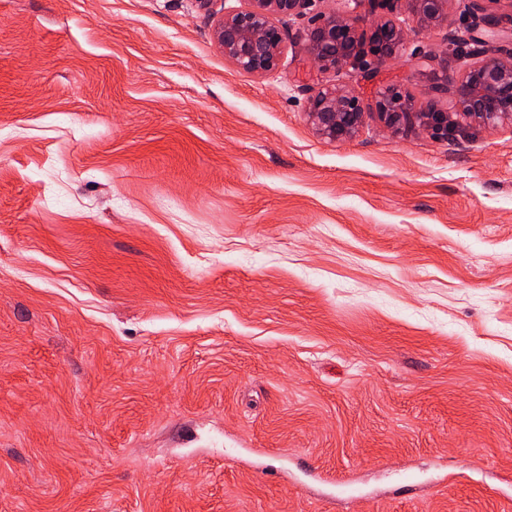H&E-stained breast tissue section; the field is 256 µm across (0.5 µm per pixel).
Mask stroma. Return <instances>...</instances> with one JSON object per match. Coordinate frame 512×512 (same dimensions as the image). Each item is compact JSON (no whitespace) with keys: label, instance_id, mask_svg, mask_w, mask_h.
Instances as JSON below:
<instances>
[{"label":"stroma","instance_id":"obj_1","mask_svg":"<svg viewBox=\"0 0 512 512\" xmlns=\"http://www.w3.org/2000/svg\"><path fill=\"white\" fill-rule=\"evenodd\" d=\"M246 0H0V512H512V125L431 90L506 0H311L233 68ZM402 54L323 72L329 12ZM333 82L447 133L319 137ZM247 1L246 9L216 22L213 38L233 67L259 76L277 67L283 49V34L272 17L300 13L310 0ZM406 8L420 21L424 30L448 23L452 0H404ZM406 43V33L390 18H379L369 25L370 51L377 63L399 54ZM375 107L379 119L394 134L401 133L411 125L435 133L448 132L447 113L418 108L403 86H388L380 90Z\"/></svg>","mask_w":512,"mask_h":512}]
</instances>
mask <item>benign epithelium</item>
<instances>
[{
  "mask_svg": "<svg viewBox=\"0 0 512 512\" xmlns=\"http://www.w3.org/2000/svg\"><path fill=\"white\" fill-rule=\"evenodd\" d=\"M248 2L246 9L228 13L216 22L213 38L233 67L259 76L277 67L283 49V34L272 17L297 14L309 0ZM404 2L425 30L448 22L452 0ZM362 22L358 15H319L303 34L312 63L322 71H330L360 62ZM405 43L406 33L394 20L382 17L370 23V51L376 62L399 54ZM432 80L433 91L449 97L455 109L470 122L483 126L512 123V48L492 49L462 73H435ZM375 107L379 119L394 134L412 125L436 133L448 131V113L418 108L402 86L380 90ZM306 114L315 132L331 141L352 138L366 116L353 89L330 84L308 98Z\"/></svg>",
  "mask_w": 512,
  "mask_h": 512,
  "instance_id": "benign-epithelium-1",
  "label": "benign epithelium"
}]
</instances>
